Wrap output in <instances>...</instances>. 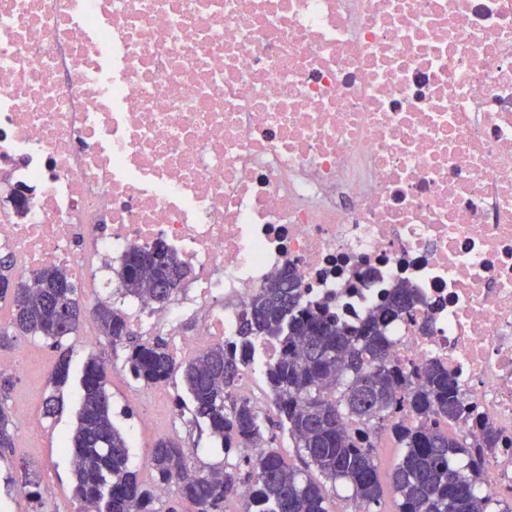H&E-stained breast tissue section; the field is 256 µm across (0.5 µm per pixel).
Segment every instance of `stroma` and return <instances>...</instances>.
Segmentation results:
<instances>
[{"label": "stroma", "instance_id": "1", "mask_svg": "<svg viewBox=\"0 0 512 512\" xmlns=\"http://www.w3.org/2000/svg\"><path fill=\"white\" fill-rule=\"evenodd\" d=\"M117 280V273L111 265H103L99 277L90 276L76 283L75 296L88 310L104 302L131 312L134 301L125 296ZM68 345L71 349L70 378L60 391L62 407L53 418L44 416L42 402L52 389L50 375L55 364V351L46 341L33 336H17L9 344L0 346V371L13 380L8 398L0 404L11 414L17 432L13 455L0 459V512H32L33 505L25 495L4 482L14 466L24 460L37 468L43 512H77L79 505L70 492V458L61 441L75 422L79 380L86 361L93 355L99 356L108 367L113 421L121 431H129L143 410L152 412L151 424L143 429L137 443L129 448L130 463L143 483L152 481L147 459L155 441L161 437L174 438L189 448V464L193 468L206 469L223 463L224 452L220 445L206 428L193 422L191 402L180 378L164 383L167 402L133 405L129 397L138 391L139 386L124 366L123 347H111L100 336L96 325L86 322L81 323L76 335L69 338Z\"/></svg>", "mask_w": 512, "mask_h": 512}]
</instances>
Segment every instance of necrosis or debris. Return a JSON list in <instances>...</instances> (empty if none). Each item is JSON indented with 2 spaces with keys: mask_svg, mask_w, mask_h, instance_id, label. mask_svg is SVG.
<instances>
[{
  "mask_svg": "<svg viewBox=\"0 0 512 512\" xmlns=\"http://www.w3.org/2000/svg\"><path fill=\"white\" fill-rule=\"evenodd\" d=\"M164 242L185 298L130 324L235 344L282 270L443 363L512 500V0H0V247L25 279Z\"/></svg>",
  "mask_w": 512,
  "mask_h": 512,
  "instance_id": "necrosis-or-debris-1",
  "label": "necrosis or debris"
}]
</instances>
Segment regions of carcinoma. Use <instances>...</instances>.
<instances>
[{
    "label": "carcinoma",
    "mask_w": 512,
    "mask_h": 512,
    "mask_svg": "<svg viewBox=\"0 0 512 512\" xmlns=\"http://www.w3.org/2000/svg\"><path fill=\"white\" fill-rule=\"evenodd\" d=\"M190 270L163 243L133 246L118 276L124 294L143 293L163 306L182 287ZM69 273L56 265L41 269L35 286L12 279L11 256L0 257V301L10 300L14 332L51 342L57 359L50 376L54 388L69 379L70 349L81 308ZM421 299L400 286L355 325L341 324L325 310L302 309L291 273H281L249 301L239 322L241 348L209 347L179 363L162 339L128 345L125 366L138 384L151 387L177 372L192 403L196 423L224 447V466L193 470L185 448L161 437L153 447V484L147 486L130 465L128 440L115 426L107 391L105 363L92 356L80 379L76 422L63 447L70 455L72 496L80 512H154L160 490L174 484L179 498L196 512H224V501L240 485L251 489L245 512H329L326 483L352 490L360 512L380 504V433L387 432L403 453L390 487L398 512H512V506L482 496L476 484L497 438L483 430L473 439L449 431L464 415L456 380L439 362L411 368L390 354L388 326L410 318ZM101 335L112 346L132 332L126 314L109 304L94 308ZM277 338L283 354L265 365V379L276 419L264 425L256 406L234 392L244 375L248 349ZM287 430L305 467L317 480L289 467L273 446L267 428ZM16 432L0 405V458L13 452ZM254 448L249 455L245 449ZM464 455L457 467L453 459ZM12 484L32 497L41 512L39 481L24 462Z\"/></svg>",
    "instance_id": "obj_1"
}]
</instances>
